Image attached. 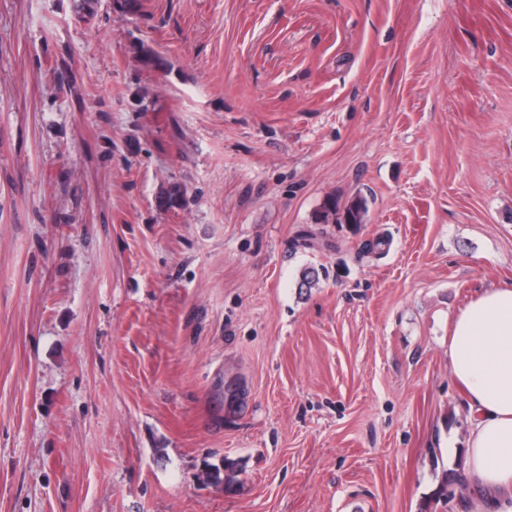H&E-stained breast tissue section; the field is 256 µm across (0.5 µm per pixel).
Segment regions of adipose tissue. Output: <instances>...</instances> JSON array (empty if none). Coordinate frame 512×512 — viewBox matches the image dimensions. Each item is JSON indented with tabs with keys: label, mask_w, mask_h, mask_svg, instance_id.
<instances>
[{
	"label": "adipose tissue",
	"mask_w": 512,
	"mask_h": 512,
	"mask_svg": "<svg viewBox=\"0 0 512 512\" xmlns=\"http://www.w3.org/2000/svg\"><path fill=\"white\" fill-rule=\"evenodd\" d=\"M448 360L469 406L457 512H512V283L483 289L453 317Z\"/></svg>",
	"instance_id": "obj_1"
}]
</instances>
